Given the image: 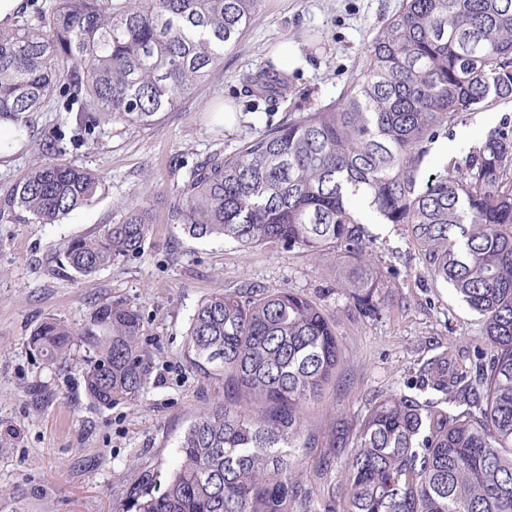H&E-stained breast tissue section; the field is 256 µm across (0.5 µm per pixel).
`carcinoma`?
<instances>
[{
	"label": "carcinoma",
	"instance_id": "1",
	"mask_svg": "<svg viewBox=\"0 0 512 512\" xmlns=\"http://www.w3.org/2000/svg\"><path fill=\"white\" fill-rule=\"evenodd\" d=\"M262 2H35L29 18L0 27V123L19 140L28 115L53 102L75 143L105 122L150 126L214 74ZM500 102H512V0H400L341 98L230 159L196 163L173 193L167 223L194 239L352 259L340 287L372 317L383 295L363 260V203L405 225L433 279L481 318L486 347L448 348L429 359L418 392L336 423L314 469L344 459L342 512H512V127L489 131L425 187L417 178L438 129ZM64 139L41 132L40 160L0 189V222L55 224L97 200L99 175L58 161ZM150 224L151 208L136 203L122 223L71 239L62 265L78 279L139 255ZM143 331L140 307L120 300L79 328L45 321L27 345L49 370L76 367L90 404L109 408L143 392ZM184 357L224 397L195 414L177 467L162 491L144 489L136 512H314L305 411L343 359L322 308L290 288L215 292L189 319ZM0 512H29L24 494L1 488Z\"/></svg>",
	"mask_w": 512,
	"mask_h": 512
}]
</instances>
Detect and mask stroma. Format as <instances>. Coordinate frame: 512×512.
<instances>
[{"label":"stroma","instance_id":"1","mask_svg":"<svg viewBox=\"0 0 512 512\" xmlns=\"http://www.w3.org/2000/svg\"><path fill=\"white\" fill-rule=\"evenodd\" d=\"M400 0H264L221 69L148 127L105 124L97 144L71 146L63 160L97 172L99 199L56 224L0 223V486L23 489L31 512H135L146 478L162 487L177 464V444L205 404L224 389L187 364L182 346L198 302L217 291L255 285L291 288L313 299L336 325L345 352L321 398L307 410L312 446L322 455L338 419H360L377 399L418 383L423 363L449 345L483 346L480 318L454 290L433 282L425 255L401 224L362 219L367 257L385 292L380 313L358 316L339 288L345 259L306 256L277 246L253 250L221 240L193 239L166 221L172 189L188 169L212 153L233 157L268 126L338 99L358 73L368 46ZM299 47L309 67L284 72L267 97L246 81L272 68L280 42ZM232 106L230 120L214 115ZM512 123V102L461 113L439 129L419 171V182L463 163L485 134ZM34 136L0 158V187L40 157L38 133L70 130L55 106L32 117ZM148 201L154 222L145 252L71 280L57 257L68 240L117 224L133 203ZM122 299L141 306L143 342L154 370L135 402L91 407L73 368L46 371L26 342L43 321L83 324L97 305Z\"/></svg>","mask_w":512,"mask_h":512}]
</instances>
